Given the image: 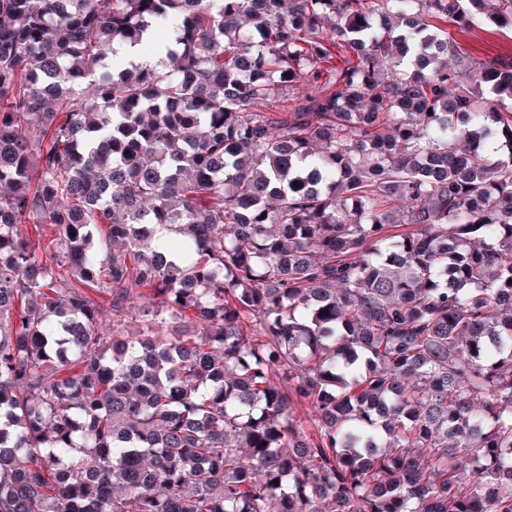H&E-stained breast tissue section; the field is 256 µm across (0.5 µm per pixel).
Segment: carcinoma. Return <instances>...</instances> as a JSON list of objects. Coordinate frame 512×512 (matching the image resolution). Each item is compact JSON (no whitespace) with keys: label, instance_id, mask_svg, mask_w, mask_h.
<instances>
[{"label":"carcinoma","instance_id":"obj_1","mask_svg":"<svg viewBox=\"0 0 512 512\" xmlns=\"http://www.w3.org/2000/svg\"><path fill=\"white\" fill-rule=\"evenodd\" d=\"M484 21L0 0V512H512V55L448 30Z\"/></svg>","mask_w":512,"mask_h":512}]
</instances>
